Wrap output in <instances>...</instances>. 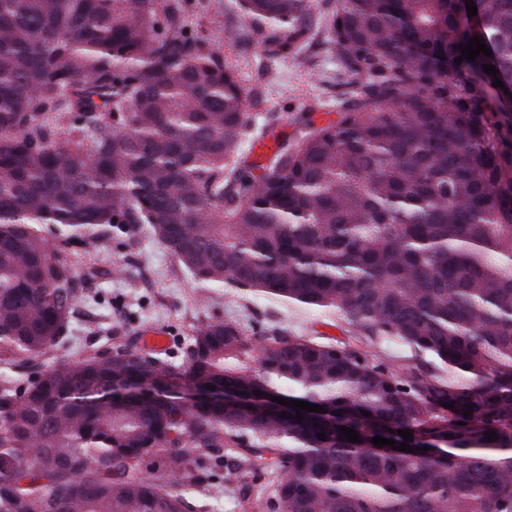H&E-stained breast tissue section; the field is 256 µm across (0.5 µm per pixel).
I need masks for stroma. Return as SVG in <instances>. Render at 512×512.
Here are the masks:
<instances>
[{
	"mask_svg": "<svg viewBox=\"0 0 512 512\" xmlns=\"http://www.w3.org/2000/svg\"><path fill=\"white\" fill-rule=\"evenodd\" d=\"M214 2L188 0L185 20L221 50L225 64L246 88L266 91V103H249L250 115L278 113L275 133L281 141L294 140L305 127L337 120V102L346 88L336 82V57L322 34L332 10L330 0H313L315 33L303 48V60L287 57L272 70L265 66V46L239 39L247 22L235 0H225L227 9L220 16L214 13ZM76 274L78 293L69 317V339L55 352L67 362L111 350L118 339L142 347L143 333L150 328L167 334L162 357L177 359L194 325L208 318H232L249 330L275 324L299 334H339L334 316L263 296L245 300L233 289L194 280L145 224L114 225L96 253L80 256Z\"/></svg>",
	"mask_w": 512,
	"mask_h": 512,
	"instance_id": "stroma-1",
	"label": "stroma"
}]
</instances>
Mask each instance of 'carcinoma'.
<instances>
[{"label": "carcinoma", "mask_w": 512, "mask_h": 512, "mask_svg": "<svg viewBox=\"0 0 512 512\" xmlns=\"http://www.w3.org/2000/svg\"><path fill=\"white\" fill-rule=\"evenodd\" d=\"M236 2L246 38L299 56L311 0ZM473 2L469 33L461 0H335L339 118L254 164L241 138L278 115H248L260 92L185 0H0V512H207L222 467L241 512L262 477L267 512H512V97L488 113L494 79L512 92V0ZM476 36L492 56L456 63ZM115 224L242 299L334 313L342 337L211 320L179 362L56 361L75 247ZM118 378L332 417L111 397ZM399 429L413 452L371 442ZM183 396L186 402L197 403L202 401L216 402V403H235L238 405L256 406L263 410H275L281 405L275 403L271 398H261L255 395H248L242 392L224 394L223 389L212 387L206 388V385H183L181 388L175 390Z\"/></svg>", "instance_id": "carcinoma-1"}]
</instances>
